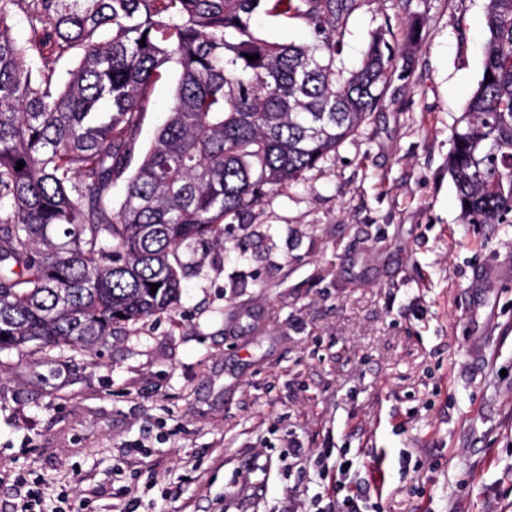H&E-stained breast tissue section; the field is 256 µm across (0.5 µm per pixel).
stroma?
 I'll list each match as a JSON object with an SVG mask.
<instances>
[{
    "label": "stroma",
    "mask_w": 512,
    "mask_h": 512,
    "mask_svg": "<svg viewBox=\"0 0 512 512\" xmlns=\"http://www.w3.org/2000/svg\"><path fill=\"white\" fill-rule=\"evenodd\" d=\"M486 0H362L337 62L389 25L404 78L360 134L224 244L182 245V294L94 351L0 353V512L16 471L110 512H512V224H463L451 126L483 69ZM258 35L301 43L300 20ZM156 84L142 146L173 103ZM355 457L345 475L337 450Z\"/></svg>",
    "instance_id": "obj_1"
}]
</instances>
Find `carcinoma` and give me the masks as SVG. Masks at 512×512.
Returning <instances> with one entry per match:
<instances>
[{
    "label": "carcinoma",
    "instance_id": "cac0c4a2",
    "mask_svg": "<svg viewBox=\"0 0 512 512\" xmlns=\"http://www.w3.org/2000/svg\"><path fill=\"white\" fill-rule=\"evenodd\" d=\"M359 5L0 0V352L94 350L118 325L173 310L183 244L224 245L228 217L357 135L400 55L381 26L357 66L336 65ZM258 12L301 20L312 41L257 36ZM17 15L27 23L21 42L10 34ZM485 25L493 81L481 76L455 120L448 174L462 223L512 224V0H487ZM168 63L179 71L174 101L144 150Z\"/></svg>",
    "mask_w": 512,
    "mask_h": 512
}]
</instances>
